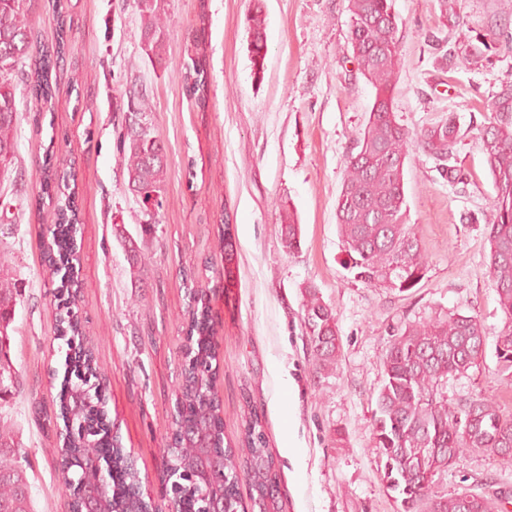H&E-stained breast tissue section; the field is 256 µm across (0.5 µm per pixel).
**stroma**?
Returning <instances> with one entry per match:
<instances>
[{
  "instance_id": "stroma-1",
  "label": "stroma",
  "mask_w": 512,
  "mask_h": 512,
  "mask_svg": "<svg viewBox=\"0 0 512 512\" xmlns=\"http://www.w3.org/2000/svg\"><path fill=\"white\" fill-rule=\"evenodd\" d=\"M165 24L163 61L143 49L135 0H65L56 20L47 0H27L36 47L54 44L66 25L65 55L51 72V104L28 92L29 58L13 76L16 149L0 174V281L20 295L7 328L6 359L16 373L0 402V433L20 448L33 512H72L59 467L64 420L59 396L72 347L58 336L66 310L82 320L94 355L114 440L130 453L143 497L166 512L173 497L164 450L188 342L194 276L214 316V391L224 441L237 445L248 411L262 421L275 458L283 512H397L375 451L374 410L383 361L401 325L459 311L481 320L488 338L503 314L487 266L486 220L496 192L478 147L486 104L512 79V52L490 49L470 68L435 64L436 31L460 42L484 38L494 22L512 28V0H463L460 19H443L436 0H394L400 64L394 110L411 130L455 115L464 134L457 175L411 155L404 171L407 221L429 255L423 279L402 292L357 280L336 224L345 156L367 122L374 90L349 43L345 0H158ZM262 11L267 53L262 77L248 54L247 17ZM208 63L205 110L191 107L178 72L196 29ZM149 103L152 131L166 152L163 206L130 266L112 227L137 233L146 218L126 188L116 125L130 92ZM53 159L69 176L79 208V289L60 307L61 270L48 262L46 226L56 210L41 192ZM301 228V247L280 239L284 210ZM315 287L336 312V369L316 372L301 321L302 293ZM494 353L449 381L448 394L496 395ZM441 491L467 486L512 493V467L470 456L438 477Z\"/></svg>"
}]
</instances>
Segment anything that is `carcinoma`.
<instances>
[{
  "label": "carcinoma",
  "instance_id": "obj_1",
  "mask_svg": "<svg viewBox=\"0 0 512 512\" xmlns=\"http://www.w3.org/2000/svg\"><path fill=\"white\" fill-rule=\"evenodd\" d=\"M25 0H0V168L15 154L13 130L17 110L11 73L13 65L31 52L32 44L23 22ZM143 21L146 50L162 58L165 29L159 23L157 0H137ZM350 15V44L361 74L375 90L369 117L348 153L336 204V223L350 255L356 277L368 286L388 283L399 291L414 288L424 276L428 260L413 225L406 223L404 169L413 149L432 157L443 176L457 172L455 146L460 128L453 117L418 132L400 124L393 111V91L398 77L399 46L393 0H346ZM250 59L253 70L263 71L266 56L265 24L260 14L248 19ZM451 38L432 37L441 62L457 66L476 63L487 42L469 44L458 51ZM67 32L59 26L54 46L34 60L32 92L44 102L55 95L50 82L54 64L62 58ZM181 81L186 95L203 110L207 103V65L197 52L188 53L182 64ZM490 122L477 137L488 171L496 187L491 203L492 224L488 233L487 261L503 327L495 337V356L500 385L512 388V80L501 82L486 105ZM145 98L133 94L118 129L121 162L127 173V188L136 195L144 215L152 217L162 207L166 179L164 146L151 133L146 120ZM78 221L75 196L68 195L57 209V223L48 228V253L58 264L72 268L73 227ZM283 246L294 252L300 246V225L288 212L281 225ZM18 290L0 284V352L4 335L14 317ZM190 357L182 372V399L177 416L204 427L198 440L184 432L175 446L166 449L180 470L198 466L203 449L216 453L210 465L224 466V502L231 512H246L238 494L237 472H252V491L271 490V508L282 512L277 501L273 455L267 447L262 424L253 415L244 427L241 448L224 447V431L213 384L216 360L211 344L212 314L203 293L190 289ZM302 320L315 363L322 369L338 364L339 328L336 312L318 289H305ZM486 336L475 315L454 312L444 319L407 323L397 329L383 367L384 377L374 413L375 449L389 469L383 480L392 482L400 512H503L505 497L464 488L451 495L433 490L423 472L431 466L427 450L486 454L506 466L512 452L495 449L512 443V410L483 394L448 398V380L468 375L480 366L486 351ZM15 377L0 358V400L11 392ZM476 408V424L466 425L468 410ZM19 449L0 434V512H32L29 484L18 463ZM136 472L127 462H116L109 492L108 512H142Z\"/></svg>",
  "mask_w": 512,
  "mask_h": 512
}]
</instances>
